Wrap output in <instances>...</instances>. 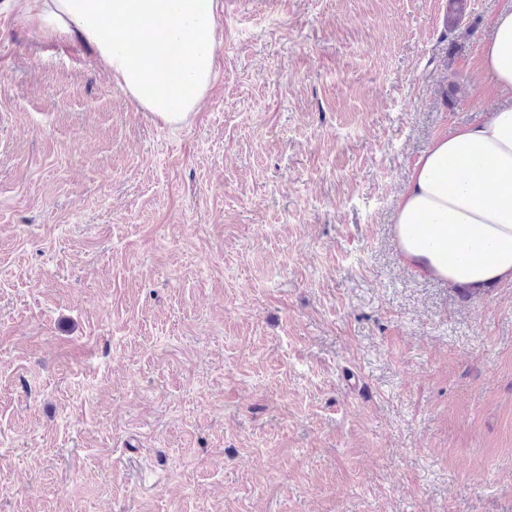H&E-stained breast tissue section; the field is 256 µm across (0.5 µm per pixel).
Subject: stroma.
Wrapping results in <instances>:
<instances>
[{
  "instance_id": "35a3bbf8",
  "label": "stroma",
  "mask_w": 512,
  "mask_h": 512,
  "mask_svg": "<svg viewBox=\"0 0 512 512\" xmlns=\"http://www.w3.org/2000/svg\"><path fill=\"white\" fill-rule=\"evenodd\" d=\"M506 2H222L176 126L0 7V512H512V283L393 233Z\"/></svg>"
}]
</instances>
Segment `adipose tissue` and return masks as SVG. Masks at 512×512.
Wrapping results in <instances>:
<instances>
[{"label": "adipose tissue", "mask_w": 512, "mask_h": 512, "mask_svg": "<svg viewBox=\"0 0 512 512\" xmlns=\"http://www.w3.org/2000/svg\"><path fill=\"white\" fill-rule=\"evenodd\" d=\"M217 0H27L23 22L77 37L118 85L168 125L210 86ZM484 69L503 102L481 122L440 133L398 195L401 263L479 293L512 282V0L493 20Z\"/></svg>", "instance_id": "1"}]
</instances>
